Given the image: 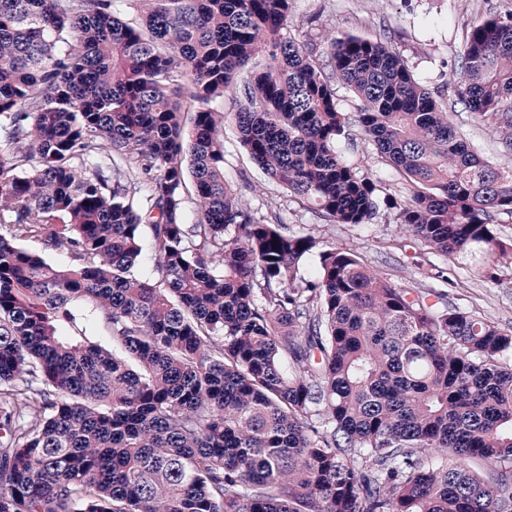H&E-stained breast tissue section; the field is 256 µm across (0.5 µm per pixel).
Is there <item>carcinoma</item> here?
<instances>
[{"label":"carcinoma","instance_id":"carcinoma-1","mask_svg":"<svg viewBox=\"0 0 512 512\" xmlns=\"http://www.w3.org/2000/svg\"><path fill=\"white\" fill-rule=\"evenodd\" d=\"M119 2L0 0V512H512V333L344 247L299 275L317 240L243 207L224 122L324 220L369 224L342 83L406 182L400 232L448 259L504 253L512 163L383 40L288 32L292 0ZM460 59L512 155V15Z\"/></svg>","mask_w":512,"mask_h":512}]
</instances>
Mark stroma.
Segmentation results:
<instances>
[{"label":"stroma","instance_id":"35a3bbf8","mask_svg":"<svg viewBox=\"0 0 512 512\" xmlns=\"http://www.w3.org/2000/svg\"><path fill=\"white\" fill-rule=\"evenodd\" d=\"M495 13H512V0H294L291 31L314 43L327 29L339 35L385 38L428 88H443L453 122L484 159L499 163L505 156L493 128L471 123L467 109L456 97L463 33L471 23ZM338 147L360 177L377 185L384 199L372 223L350 226L318 218L307 204L267 181L229 122L224 125V177L240 188L244 207L261 215L279 216L282 223L306 229L317 239L318 250L307 257L305 270L315 268L319 250L331 244L356 249L365 263L397 283L412 281L432 287L436 267L448 266L457 282L450 292L452 304L512 331V256L485 266L470 259L451 262L416 241H402L398 211L388 201L405 197L404 180L363 140L357 126H350L348 138Z\"/></svg>","mask_w":512,"mask_h":512}]
</instances>
